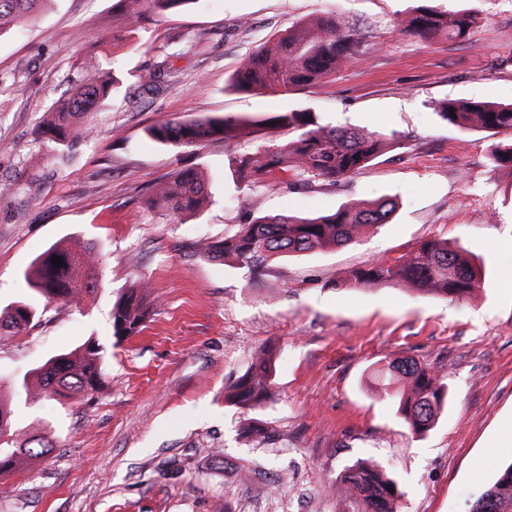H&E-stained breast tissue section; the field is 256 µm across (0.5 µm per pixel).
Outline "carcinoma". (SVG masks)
I'll list each match as a JSON object with an SVG mask.
<instances>
[{"instance_id": "obj_1", "label": "carcinoma", "mask_w": 512, "mask_h": 512, "mask_svg": "<svg viewBox=\"0 0 512 512\" xmlns=\"http://www.w3.org/2000/svg\"><path fill=\"white\" fill-rule=\"evenodd\" d=\"M45 0H0V37L37 15ZM197 0H112V40L117 32L133 33L148 17H161ZM475 17L467 11L450 13L421 4L411 13L406 30L429 40L438 35L461 42L469 35ZM364 54L360 32L334 15H322L289 27L268 40L235 72L237 91H270L283 95L316 86L336 71L343 60ZM119 89L110 70L80 71L63 100L46 112L40 134L59 146H67L74 131L95 108ZM435 112L462 131H485L494 136L512 131V103L444 99ZM286 129L292 138L234 157L238 179L258 188L269 181L290 187L298 182L328 181L351 177L385 154L395 137L382 131L321 124L315 113L290 110L260 119L223 117L164 119L149 130L158 143L173 149H191L214 139L230 144L260 127ZM489 162L512 167V142L492 145ZM210 200L205 181L190 170L169 174L146 202L175 215L199 211ZM397 202L381 197L358 207H344L328 215L303 217L290 214L249 212L244 223L224 239L211 242L204 255L224 264L245 268L251 276L263 274L279 260L332 251L357 244L370 230L392 219ZM61 258L62 266L52 262ZM484 276L483 264L446 239H430L396 258L377 259L351 270L339 282L348 289L404 288L424 295L464 298L474 292ZM34 297L78 306L101 283L92 253L54 245L39 254L24 272ZM145 285L134 284L112 307V332L117 338L133 336L146 318ZM47 307L31 299L15 301L0 310V337L17 336L37 326ZM274 352L259 350L250 368L238 376L227 399L251 411L271 397ZM106 355L90 338L74 350L56 354L43 364L10 380L9 400L0 399V477L29 468L51 454L55 445L47 432L30 434L15 421L13 404L41 399L79 400L98 392L104 384ZM380 394L394 393L397 414L416 437L436 424L445 405V385L434 368L411 358H395L374 370L370 377ZM339 483L351 499L354 512H396L401 497L397 483L368 461L347 466ZM393 491H388V488ZM471 512H512V464L499 469L495 482L473 503Z\"/></svg>"}]
</instances>
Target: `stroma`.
Wrapping results in <instances>:
<instances>
[{"label": "stroma", "mask_w": 512, "mask_h": 512, "mask_svg": "<svg viewBox=\"0 0 512 512\" xmlns=\"http://www.w3.org/2000/svg\"><path fill=\"white\" fill-rule=\"evenodd\" d=\"M416 0H198L147 18L124 43L101 20L112 0H47L20 32L0 37V305L24 298L33 259L62 243L95 244L101 284L80 307L52 302L40 326L0 339V394L10 377L96 338L105 389L81 402L20 407L23 423L52 432L55 451L0 479V512H352L336 485L354 461L386 469L397 512H469L512 462V169L490 165L497 138L460 132L437 101H512V0H437L480 21L467 42L424 41L405 30ZM333 14L364 35L365 53L323 84L288 95L248 94L231 79L275 32ZM165 61L164 91L137 85ZM114 68L119 95L99 105L72 148L40 138L43 113L67 96L78 69ZM310 109L321 123L395 134V145L337 184L248 189L239 150L289 138L258 131L227 146L178 152L149 135L161 120L268 117ZM191 168L211 202L176 219L144 205L173 171ZM396 197L390 223L360 243L281 260L259 279L204 256L247 217L321 215ZM445 238L485 265L468 298L400 288L344 289L354 267ZM148 285L141 333L115 338L112 305ZM276 352L274 398L256 410L268 439L244 437L245 415L224 389L258 347ZM411 357L434 367L448 407L423 438L372 393L369 373ZM246 476L212 469L215 450Z\"/></svg>", "instance_id": "obj_1"}]
</instances>
